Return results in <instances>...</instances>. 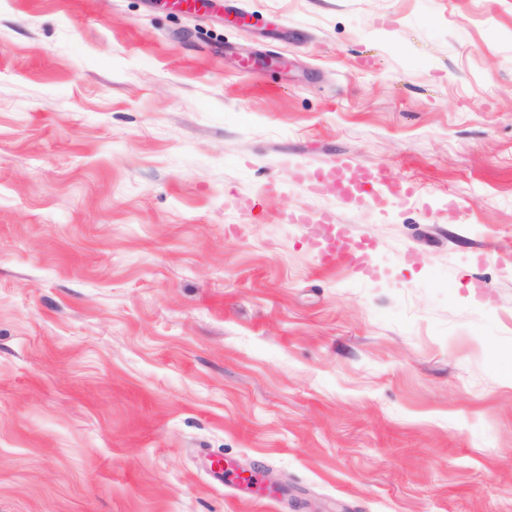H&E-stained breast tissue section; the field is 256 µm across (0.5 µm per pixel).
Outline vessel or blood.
<instances>
[{
    "mask_svg": "<svg viewBox=\"0 0 512 512\" xmlns=\"http://www.w3.org/2000/svg\"><path fill=\"white\" fill-rule=\"evenodd\" d=\"M349 176L355 178L358 183V192L353 195L352 201L360 206L378 205L386 198L391 199L393 204L399 205L406 202L413 194L411 187L397 182L386 166L365 168L343 159L304 173L303 178L310 190L317 191L327 186L340 189L343 181ZM350 242V234L344 228L337 229L336 233L321 239L318 246L322 264L333 265L348 258ZM210 477L214 482L222 485L239 481L257 485L262 481V474L258 470L248 471L244 475L239 473L232 475L226 473L224 467L219 464L211 467Z\"/></svg>",
    "mask_w": 512,
    "mask_h": 512,
    "instance_id": "vessel-or-blood-1",
    "label": "vessel or blood"
}]
</instances>
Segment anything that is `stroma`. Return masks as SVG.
<instances>
[{
	"label": "stroma",
	"mask_w": 512,
	"mask_h": 512,
	"mask_svg": "<svg viewBox=\"0 0 512 512\" xmlns=\"http://www.w3.org/2000/svg\"><path fill=\"white\" fill-rule=\"evenodd\" d=\"M0 512H512V0H0ZM349 174L358 183V193L352 196L340 191L343 181ZM303 178L310 190L318 191L330 186L343 198L360 206L380 205L383 196L391 199L393 204L400 205L413 195L411 187L397 182L391 176L389 169L383 165L365 168L353 165L344 159H336L333 164L304 173ZM332 232L333 230L329 238L321 237L318 241L323 265H333L349 257L351 237L347 229L338 228L336 233L332 234ZM245 474H230L229 472L226 473L224 466L219 464H216L215 466L211 465L210 468V477L214 482L218 484L224 485L229 481L231 483L242 481L252 485H259L262 481V474L256 469L246 471Z\"/></svg>",
	"instance_id": "stroma-1"
}]
</instances>
